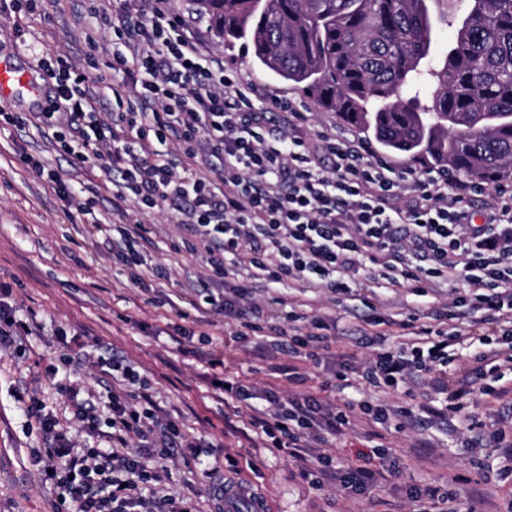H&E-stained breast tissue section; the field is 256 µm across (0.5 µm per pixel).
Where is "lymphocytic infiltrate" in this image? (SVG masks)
Returning a JSON list of instances; mask_svg holds the SVG:
<instances>
[{"label": "lymphocytic infiltrate", "instance_id": "f902f5d3", "mask_svg": "<svg viewBox=\"0 0 512 512\" xmlns=\"http://www.w3.org/2000/svg\"><path fill=\"white\" fill-rule=\"evenodd\" d=\"M94 15L99 28L123 45L111 65L117 110L111 121L102 120L84 72L43 58L38 65L53 81V96L38 115L41 129L72 163L107 158L104 172L116 196L136 211L162 206L189 225L193 239L184 249L202 256L211 278H242L221 298L197 289L194 324L210 326L215 317L235 314L240 328L230 340L243 345L261 321L285 318L289 340L276 337L262 346L271 353L287 350L288 379L302 385L307 377L297 361L327 356L335 321L305 317L282 293L267 308L243 305L248 285L324 288L337 304L359 299L372 327L385 319L372 299L353 293L361 270L371 269L389 286L407 283L419 297L456 289L451 308L428 305L399 321L405 343L392 346L375 335L366 342L369 361L344 354L336 387L346 388L352 371L367 391H395L427 379L437 396L431 417L447 424L463 418L483 447L511 448L512 415L485 436L469 403L476 394L503 395L500 382L512 372V188H496L483 223H475L467 197L483 192L482 184L450 179L439 169L417 175L372 161L368 146L338 141L326 131L309 148L305 113L286 98L259 92L207 51L171 0H118ZM173 142L195 169L179 170ZM109 229L123 247L132 284L151 288L133 247L145 225L119 221ZM11 289L0 281V342L34 335L38 327L36 316H17L8 302ZM266 401V410L251 418L255 435L263 447L287 450L319 490L336 481L363 492L385 477L365 467L339 471L329 456L312 451L344 435L355 411L381 425L394 417L414 422L408 408L388 403L322 404L311 395L273 392ZM24 413L39 422L47 442L37 451L44 481L65 490L54 512H197L193 503L177 506L157 491L179 431L162 424L150 397L134 405L113 392L106 418L94 405L82 407L86 432L108 428L107 448H75L38 399H30ZM132 438L142 453L129 451Z\"/></svg>", "mask_w": 512, "mask_h": 512}]
</instances>
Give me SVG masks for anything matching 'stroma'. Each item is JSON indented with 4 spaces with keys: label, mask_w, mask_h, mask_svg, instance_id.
I'll return each instance as SVG.
<instances>
[{
    "label": "stroma",
    "mask_w": 512,
    "mask_h": 512,
    "mask_svg": "<svg viewBox=\"0 0 512 512\" xmlns=\"http://www.w3.org/2000/svg\"><path fill=\"white\" fill-rule=\"evenodd\" d=\"M172 4L191 27L203 29L210 52L236 67L242 78L304 105L310 133L327 130L340 138L367 141V134L336 113L316 108L299 88L258 69L241 43L216 38L192 0H172ZM89 22L88 0H41L36 12L0 18V61L32 73L40 57H63L84 70L92 95L103 97L96 78L106 72L117 44L111 32L103 30L95 49H88ZM20 114L21 123L0 126V280L11 284L9 303L18 315L36 312L43 330L23 344L0 346V512H52L58 496L57 489L41 479L34 451L43 447L44 440L38 423L23 413L22 395L39 398L45 413L67 427L76 447H104V440L82 430L76 411L78 404L90 402L100 414H108L112 358L141 378L129 387V401L150 395L165 420L178 425L181 445L170 451L161 487L194 503L198 512L211 508L208 472L216 453L226 446L233 459L224 465L225 477L247 484L262 502L263 512H413L416 491L447 488L454 474L461 476L458 489L461 495L473 497L476 512H507L512 507V482L499 478L504 466L500 455L471 447L465 435L440 423L404 429L396 418L385 426L363 414L353 418L346 434L325 449L336 468L344 471L363 464L366 453L381 442L386 447L385 464L397 472L396 479L361 494L333 483L316 490L287 453L255 447L242 433L248 409L236 413L225 407L210 384L207 361L224 358L252 387L254 406L262 408L266 389L283 395L289 390L280 373L289 363L287 355L267 359L252 342L226 349L225 335L237 325L227 316L218 317L207 336L175 343L174 335L191 322L178 317L171 305L193 299L194 284L206 274L201 255L178 249L191 237L188 226L176 223L162 209L140 215L149 232L137 239L136 248L146 266L166 267L167 276L154 280L148 292L133 287L127 266L112 250L111 238L92 236L88 218L62 201L17 155L27 152L57 169L77 199L93 198L95 212L106 219L120 218L122 211L131 210V203L116 198L98 160L72 166L68 155L42 135L32 106H24ZM356 290L369 296L388 318H398L416 302L409 289L380 288L365 275ZM291 294L306 315L335 311L340 332L336 352L355 348L362 327L357 311L334 308L322 290L295 287ZM71 350L91 353L98 362L65 364L63 356ZM335 369V359L329 358L311 370L304 393L358 404L381 398L412 407L420 418L433 397L423 383L381 396L364 393L356 385L338 392ZM65 384L76 387V394H64Z\"/></svg>",
    "instance_id": "35a3bbf8"
}]
</instances>
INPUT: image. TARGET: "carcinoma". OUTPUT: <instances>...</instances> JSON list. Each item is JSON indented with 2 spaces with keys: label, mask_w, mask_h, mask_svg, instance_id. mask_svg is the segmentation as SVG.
<instances>
[{
  "label": "carcinoma",
  "mask_w": 512,
  "mask_h": 512,
  "mask_svg": "<svg viewBox=\"0 0 512 512\" xmlns=\"http://www.w3.org/2000/svg\"><path fill=\"white\" fill-rule=\"evenodd\" d=\"M429 0H197L225 43L296 84L382 149L462 181L512 182V0H434L452 29L431 53Z\"/></svg>",
  "instance_id": "obj_1"
}]
</instances>
